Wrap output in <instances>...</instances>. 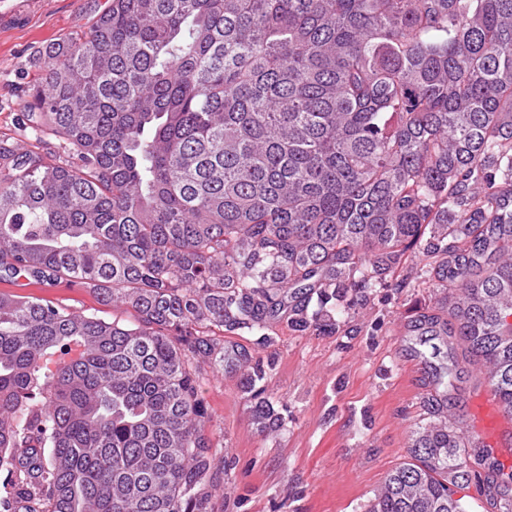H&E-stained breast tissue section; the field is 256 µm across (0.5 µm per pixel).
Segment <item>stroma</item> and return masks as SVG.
Segmentation results:
<instances>
[{
	"mask_svg": "<svg viewBox=\"0 0 512 512\" xmlns=\"http://www.w3.org/2000/svg\"><path fill=\"white\" fill-rule=\"evenodd\" d=\"M111 0H0V146H25L77 165L73 150L51 133L29 127L27 91L42 51L86 31ZM419 254L405 265L408 285L380 289L350 311L351 335H298L285 324L269 328L272 344L258 346L248 330L235 344L267 366L266 394L283 421L260 432L239 379L207 371L200 391L208 431L222 452L215 464L224 489L214 512H366L388 474L408 458L414 430L428 420L424 400L434 386L417 354L422 316L448 323V291L417 279ZM7 291L105 321L132 323L125 308L102 302L90 289L26 280ZM457 378L448 401L458 429L474 425L482 364L456 345Z\"/></svg>",
	"mask_w": 512,
	"mask_h": 512,
	"instance_id": "35a3bbf8",
	"label": "stroma"
}]
</instances>
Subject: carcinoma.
<instances>
[{
	"mask_svg": "<svg viewBox=\"0 0 512 512\" xmlns=\"http://www.w3.org/2000/svg\"><path fill=\"white\" fill-rule=\"evenodd\" d=\"M39 60L30 128L79 164L0 147V282L83 285L135 323L0 291V505L213 512L201 363L241 374L260 431L282 416L209 327L336 335L415 250L512 413V0H112ZM442 344L420 356L446 389ZM446 402L367 512H465Z\"/></svg>",
	"mask_w": 512,
	"mask_h": 512,
	"instance_id": "1",
	"label": "carcinoma"
}]
</instances>
